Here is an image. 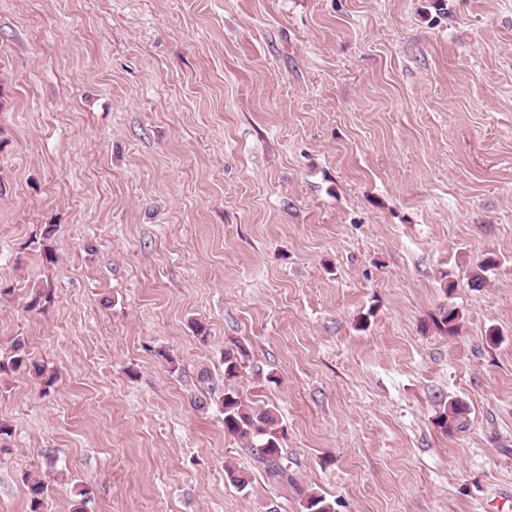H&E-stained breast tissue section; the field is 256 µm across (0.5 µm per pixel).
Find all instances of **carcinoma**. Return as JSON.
<instances>
[{"mask_svg":"<svg viewBox=\"0 0 512 512\" xmlns=\"http://www.w3.org/2000/svg\"><path fill=\"white\" fill-rule=\"evenodd\" d=\"M462 314L459 310L444 307L432 318L434 326L441 332L450 335L458 331ZM13 355L8 364L18 370L29 369L36 377L45 380L49 386L57 378L55 371L39 363L25 350L24 344L17 341L12 347ZM242 362L234 352H224V391L222 408L224 409V431L244 441L251 449L265 472L282 481L288 480V464L282 455L280 439L283 430L279 425L276 410L273 407H259L253 404L235 384L240 375ZM434 422L442 432L448 434L466 427V407L458 400L439 404ZM227 479L240 489L248 487L252 481L249 472L227 465L224 468ZM28 493L32 512H37L42 497L47 492V485L40 478L27 479ZM303 512H335V503L323 494L310 491L302 499Z\"/></svg>","mask_w":512,"mask_h":512,"instance_id":"obj_1","label":"carcinoma"}]
</instances>
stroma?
Masks as SVG:
<instances>
[{"instance_id": "1", "label": "stroma", "mask_w": 512, "mask_h": 512, "mask_svg": "<svg viewBox=\"0 0 512 512\" xmlns=\"http://www.w3.org/2000/svg\"><path fill=\"white\" fill-rule=\"evenodd\" d=\"M446 3L0 0V512H512V0ZM13 355L9 357L8 364H10L11 368L18 370L21 367L29 368L37 378L44 379V384L46 386H50L54 383L57 378V374L53 370H49V368L39 363L35 358L31 357V353L25 350L24 344L20 341H16L12 347ZM242 362L234 351L224 352V431L244 441L265 472L288 482V463L282 455L283 430L274 407L255 406L235 384ZM434 422L445 434L466 427V407L459 400L439 404Z\"/></svg>"}]
</instances>
